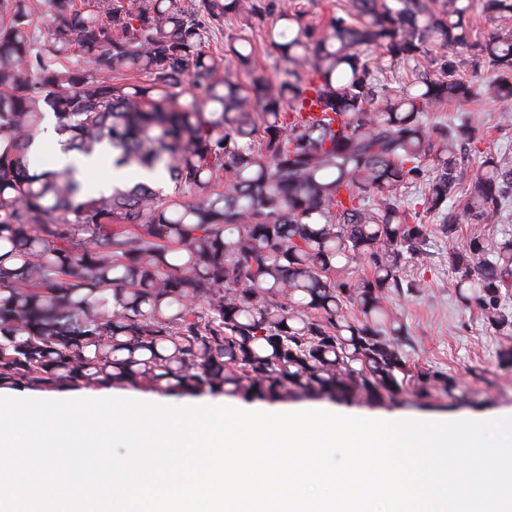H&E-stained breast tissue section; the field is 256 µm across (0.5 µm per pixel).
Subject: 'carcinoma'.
I'll return each mask as SVG.
<instances>
[{
    "instance_id": "1",
    "label": "carcinoma",
    "mask_w": 512,
    "mask_h": 512,
    "mask_svg": "<svg viewBox=\"0 0 512 512\" xmlns=\"http://www.w3.org/2000/svg\"><path fill=\"white\" fill-rule=\"evenodd\" d=\"M479 2L512 18V0ZM472 5L346 0L316 24L300 0H52L39 46V0H0V390H455L401 352L387 302L417 289L403 269L441 236L458 303L512 336V237L485 233L512 202V162L489 147L512 110L425 122L443 103L512 98V40L472 39ZM229 14L274 17L275 76L242 34L249 85L215 77L210 32ZM399 68L412 77L393 89ZM184 85L196 93L173 104ZM48 116L64 151L163 172L173 191L93 196L74 166L30 171ZM464 155L478 158L468 173Z\"/></svg>"
}]
</instances>
